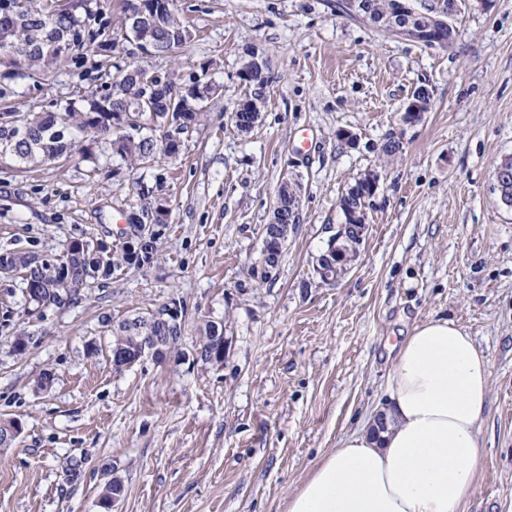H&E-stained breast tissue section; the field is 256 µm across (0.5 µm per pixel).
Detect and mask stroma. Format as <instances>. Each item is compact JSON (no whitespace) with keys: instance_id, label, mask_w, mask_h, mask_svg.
Returning a JSON list of instances; mask_svg holds the SVG:
<instances>
[{"instance_id":"stroma-1","label":"stroma","mask_w":512,"mask_h":512,"mask_svg":"<svg viewBox=\"0 0 512 512\" xmlns=\"http://www.w3.org/2000/svg\"><path fill=\"white\" fill-rule=\"evenodd\" d=\"M194 41L153 59L186 82L207 69L220 91L162 180L170 210L150 266L92 281L81 301L25 304L0 276V419L23 425L0 447V512H100L109 477L118 512H287L320 458L368 424L383 399L388 348L429 319L454 321L490 366L484 465L458 512H512V207L497 189L512 158V0H458L450 48L428 49L350 14L345 0H184ZM271 80L246 135L230 115L245 94V52ZM91 56L39 76L7 75L0 107L33 112L105 77ZM421 121L398 113L417 87ZM356 133L342 145L339 130ZM403 151L378 154L389 135ZM87 162L19 172L0 165V250L63 255L75 239L116 240L135 201L128 173L89 179ZM379 186L360 253L337 283L316 258L344 217L339 198L368 171ZM303 176L300 222L267 279L263 228L290 172ZM184 342L223 323L222 366L145 360L117 371L89 344L109 322L170 298ZM27 348L16 353L14 336Z\"/></svg>"}]
</instances>
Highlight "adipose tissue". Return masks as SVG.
Segmentation results:
<instances>
[{
	"label": "adipose tissue",
	"mask_w": 512,
	"mask_h": 512,
	"mask_svg": "<svg viewBox=\"0 0 512 512\" xmlns=\"http://www.w3.org/2000/svg\"><path fill=\"white\" fill-rule=\"evenodd\" d=\"M385 396V427L324 455L287 512H458L484 456L486 356L454 321H425L397 344Z\"/></svg>",
	"instance_id": "obj_1"
}]
</instances>
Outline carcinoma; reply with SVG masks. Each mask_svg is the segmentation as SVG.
<instances>
[{"label": "carcinoma", "instance_id": "carcinoma-1", "mask_svg": "<svg viewBox=\"0 0 512 512\" xmlns=\"http://www.w3.org/2000/svg\"><path fill=\"white\" fill-rule=\"evenodd\" d=\"M134 0H120L122 18L114 26L112 14L104 10L101 0H68L58 12L49 14L48 0H0V55L12 68L14 76L32 79L41 72L51 71L65 63H75L89 55L110 56L120 42L155 44L168 54L190 44L194 35L181 17L178 0H168L169 7L159 14L145 9L148 17L133 24L129 13ZM356 10L369 16L376 28L394 32L403 26L424 28L432 9L401 12L399 0H356ZM44 38L40 48L23 56L11 51L29 41L32 35ZM219 87L205 79L176 84L166 78V71L155 76L150 65L134 53L115 56L107 79L90 91L51 100L47 109L39 112L7 107L0 112V158L8 156L19 166L29 168L68 160L80 156L92 163L89 173L100 169L99 159L87 152V142L101 141L110 146L112 157L121 161L113 169L117 173L130 170H150L162 158L177 159L181 149L172 140L174 121L197 124L207 101ZM176 99L181 111H167V101ZM255 96L239 105L235 127L248 132L258 120ZM134 122L136 133L127 135L122 126ZM301 177L283 180L277 190L271 223L282 225L281 233L289 235L299 222L297 192ZM365 178L361 177L342 193L339 207L347 224H362L368 220L370 205L365 203ZM132 214L156 213V199L140 191ZM13 268L21 275L24 301L36 307H60L81 300L82 291L90 281L107 279L116 271L138 267L123 248L115 247L101 253L85 243L75 250L67 247L61 258L44 266L46 260L34 254L11 252ZM186 313L170 322L158 320L142 332L144 336L184 335ZM212 322L201 328L202 340L196 347L200 360L217 366L224 364V353L211 340ZM135 346L127 327L119 323L112 327V349ZM124 485L117 477L105 481L98 507L112 512V500L123 494Z\"/></svg>", "mask_w": 512, "mask_h": 512}]
</instances>
